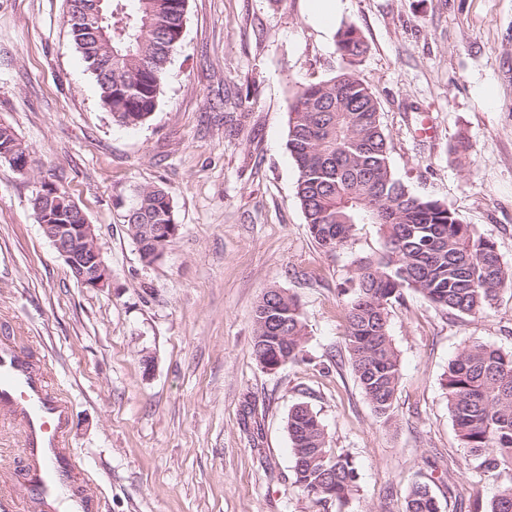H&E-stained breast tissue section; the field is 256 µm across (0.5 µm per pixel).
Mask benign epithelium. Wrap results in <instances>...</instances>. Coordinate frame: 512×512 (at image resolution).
Wrapping results in <instances>:
<instances>
[{
	"label": "benign epithelium",
	"mask_w": 512,
	"mask_h": 512,
	"mask_svg": "<svg viewBox=\"0 0 512 512\" xmlns=\"http://www.w3.org/2000/svg\"><path fill=\"white\" fill-rule=\"evenodd\" d=\"M11 163L12 170L20 175H28L32 170L31 153L18 158L11 151L3 152ZM60 191L54 183L43 180L32 200L37 219L42 223L45 235L52 242L65 264L71 267L77 281L86 288L103 289L110 286L111 273L97 246L94 226L80 207H65L58 198ZM58 218L59 224H47L45 219ZM180 225L158 224L152 228L156 253L161 255L177 237Z\"/></svg>",
	"instance_id": "obj_1"
}]
</instances>
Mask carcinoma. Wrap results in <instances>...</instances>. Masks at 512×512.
Here are the masks:
<instances>
[{"mask_svg": "<svg viewBox=\"0 0 512 512\" xmlns=\"http://www.w3.org/2000/svg\"><path fill=\"white\" fill-rule=\"evenodd\" d=\"M187 9L188 0H106L101 18L93 0H68L71 36L113 123L138 126L155 112ZM367 50L354 26L338 31L343 63L354 64ZM288 115L286 145L298 170L296 194L310 235L327 252L347 246L360 224L377 225L382 236V250L355 261L354 287L341 293L352 371L374 412L385 416L401 375L389 334L392 303L410 290L447 315H482L512 288V267L502 261L495 242L394 176L379 103L348 69L300 87ZM0 147L27 150L3 124ZM123 221L141 251L150 254L142 225L176 223L172 196L162 188H140ZM254 323L259 364L299 357L307 331L294 297L276 289L265 292ZM442 387L471 469L512 475V351L480 343L464 347L448 363ZM287 430L296 486L320 505L347 503L357 491L356 467L349 455L330 448L317 414L305 403L296 404ZM406 512L440 510L429 488L416 484L408 492ZM472 512H512V480L489 504L475 502Z\"/></svg>", "mask_w": 512, "mask_h": 512, "instance_id": "obj_1", "label": "carcinoma"}]
</instances>
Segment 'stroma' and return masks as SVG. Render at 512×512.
I'll return each instance as SVG.
<instances>
[{"label":"stroma","mask_w":512,"mask_h":512,"mask_svg":"<svg viewBox=\"0 0 512 512\" xmlns=\"http://www.w3.org/2000/svg\"><path fill=\"white\" fill-rule=\"evenodd\" d=\"M66 0H0V123L33 152L29 176L0 163V338L46 361L71 403L68 434L95 512H323L294 484L288 412L307 403L358 492L343 512H405L416 483L441 512L490 501L511 477L464 459L441 377L465 345L512 351V290L453 318L416 293L393 303L401 377L377 416L349 362L345 298L375 225L325 252L311 237L286 147L288 103L341 67L340 26L368 45L353 73L375 94L390 164L512 266V0H346L317 27L308 0H189L164 94L144 124L101 105L65 23ZM470 145V162L452 152ZM68 192L95 228L110 287L74 280L38 224L41 180ZM144 185L169 191L178 237L146 263L122 220ZM280 289L303 311V353L269 372L254 311ZM151 366H144V359ZM21 436L0 423V496L26 512Z\"/></svg>","instance_id":"35a3bbf8"}]
</instances>
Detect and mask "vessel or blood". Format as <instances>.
<instances>
[{"label":"vessel or blood","mask_w":512,"mask_h":512,"mask_svg":"<svg viewBox=\"0 0 512 512\" xmlns=\"http://www.w3.org/2000/svg\"><path fill=\"white\" fill-rule=\"evenodd\" d=\"M0 421L20 430L29 512H91L90 500L71 490L78 462L67 443L69 405L49 391L43 366L7 340H0Z\"/></svg>","instance_id":"1"}]
</instances>
